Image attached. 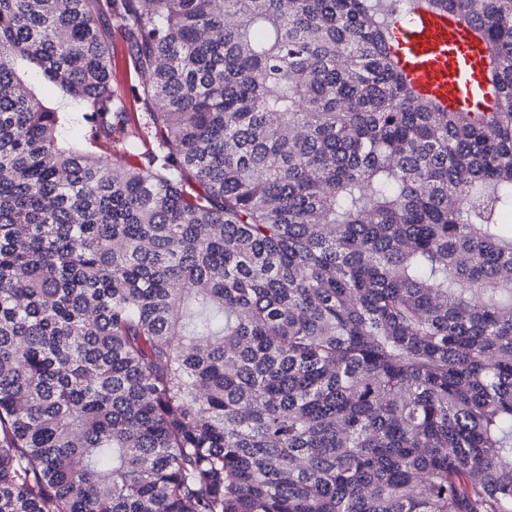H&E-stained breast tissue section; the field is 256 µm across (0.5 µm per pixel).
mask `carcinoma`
<instances>
[{"instance_id": "carcinoma-1", "label": "carcinoma", "mask_w": 512, "mask_h": 512, "mask_svg": "<svg viewBox=\"0 0 512 512\" xmlns=\"http://www.w3.org/2000/svg\"><path fill=\"white\" fill-rule=\"evenodd\" d=\"M414 5L492 111L401 76ZM510 217L512 0H0V512H512ZM100 25L107 36L112 52V90L132 116L128 125H117L112 130L110 161L120 163L128 159L125 154L128 143L134 135L142 142L151 145L145 117L147 110L142 100L135 63L129 53L123 30L113 15L110 16L108 13L101 16ZM21 68L24 86L46 107L57 112H83L74 108L73 98L68 93L46 81L34 66L22 63Z\"/></svg>"}]
</instances>
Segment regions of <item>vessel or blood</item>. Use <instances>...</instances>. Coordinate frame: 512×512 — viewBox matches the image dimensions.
I'll return each instance as SVG.
<instances>
[{
	"label": "vessel or blood",
	"instance_id": "b4317fda",
	"mask_svg": "<svg viewBox=\"0 0 512 512\" xmlns=\"http://www.w3.org/2000/svg\"><path fill=\"white\" fill-rule=\"evenodd\" d=\"M394 36L399 66L418 94L451 111L479 99L484 46L468 35L455 13L416 9L407 23L396 24Z\"/></svg>",
	"mask_w": 512,
	"mask_h": 512
}]
</instances>
